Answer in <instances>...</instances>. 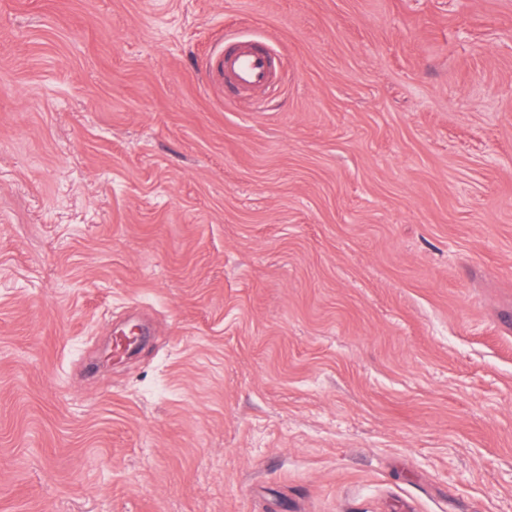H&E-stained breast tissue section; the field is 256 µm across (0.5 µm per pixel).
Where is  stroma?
<instances>
[{"instance_id": "35a3bbf8", "label": "stroma", "mask_w": 512, "mask_h": 512, "mask_svg": "<svg viewBox=\"0 0 512 512\" xmlns=\"http://www.w3.org/2000/svg\"><path fill=\"white\" fill-rule=\"evenodd\" d=\"M0 512H512V0H0ZM206 68L211 81L219 78L229 99L270 86L282 77L278 59L266 43L241 37L224 39V46L207 59Z\"/></svg>"}]
</instances>
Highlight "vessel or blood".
<instances>
[{
  "label": "vessel or blood",
  "mask_w": 512,
  "mask_h": 512,
  "mask_svg": "<svg viewBox=\"0 0 512 512\" xmlns=\"http://www.w3.org/2000/svg\"><path fill=\"white\" fill-rule=\"evenodd\" d=\"M210 77L219 78L227 97L243 94L278 82L281 68L267 44L241 37L226 39L221 49L206 62Z\"/></svg>",
  "instance_id": "b4317fda"
}]
</instances>
